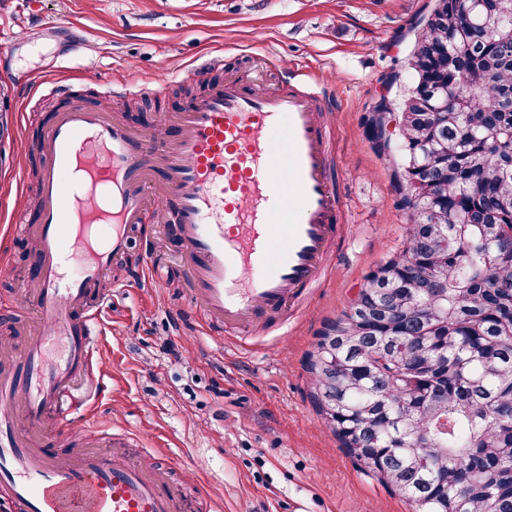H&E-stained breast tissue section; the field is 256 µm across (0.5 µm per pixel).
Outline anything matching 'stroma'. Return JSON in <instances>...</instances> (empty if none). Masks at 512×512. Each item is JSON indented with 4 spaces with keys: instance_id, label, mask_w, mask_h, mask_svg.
Segmentation results:
<instances>
[{
    "instance_id": "stroma-1",
    "label": "stroma",
    "mask_w": 512,
    "mask_h": 512,
    "mask_svg": "<svg viewBox=\"0 0 512 512\" xmlns=\"http://www.w3.org/2000/svg\"><path fill=\"white\" fill-rule=\"evenodd\" d=\"M434 0H0V225L34 221L40 131L73 106L99 107L161 137L202 89L242 70L280 87L290 69L321 73L334 91L326 117L345 225L305 310L257 336L203 329L179 262L178 227L143 225L164 279L126 283L111 270L98 295L103 335L95 409L84 435L124 434L151 462L167 451L185 484L180 512H412L340 446L310 395L305 360L325 324L366 277L405 243L395 189L399 150L378 152L367 122L381 97L400 105L413 77L407 58ZM63 23V39L45 28ZM142 92L113 94L115 85ZM61 86L58 94L47 85ZM0 339L39 336L23 290L35 241L0 236Z\"/></svg>"
}]
</instances>
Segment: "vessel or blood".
I'll return each instance as SVG.
<instances>
[{"label": "vessel or blood", "mask_w": 512, "mask_h": 512, "mask_svg": "<svg viewBox=\"0 0 512 512\" xmlns=\"http://www.w3.org/2000/svg\"><path fill=\"white\" fill-rule=\"evenodd\" d=\"M328 96L304 69L275 91L247 73L197 95L175 118L177 136L161 142L80 106L43 127L39 221L27 228L36 274L25 293L47 330L0 344V501L10 512H178L180 486L155 468L98 443L56 447L93 404L100 281L155 219L180 227L209 329L248 334L294 308L318 282L345 209L330 172ZM280 145L282 178L272 171ZM157 165L167 170L160 185Z\"/></svg>", "instance_id": "obj_1"}]
</instances>
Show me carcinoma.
<instances>
[{
	"instance_id": "obj_1",
	"label": "carcinoma",
	"mask_w": 512,
	"mask_h": 512,
	"mask_svg": "<svg viewBox=\"0 0 512 512\" xmlns=\"http://www.w3.org/2000/svg\"><path fill=\"white\" fill-rule=\"evenodd\" d=\"M447 2L415 41L398 112L406 244L307 371L343 448L413 512H512V15L475 41L469 0Z\"/></svg>"
}]
</instances>
